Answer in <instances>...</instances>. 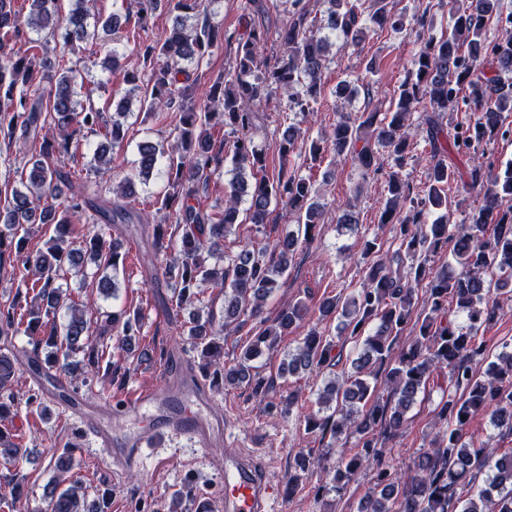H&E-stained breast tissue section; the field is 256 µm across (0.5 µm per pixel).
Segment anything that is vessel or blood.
<instances>
[{
    "label": "vessel or blood",
    "mask_w": 512,
    "mask_h": 512,
    "mask_svg": "<svg viewBox=\"0 0 512 512\" xmlns=\"http://www.w3.org/2000/svg\"><path fill=\"white\" fill-rule=\"evenodd\" d=\"M29 379L43 400L79 424L94 447L105 450L109 466L117 475L139 468L144 450L159 435L184 434L197 447L206 448L231 432L230 420L214 407L199 375L174 394L139 386L126 390L118 401L95 405L47 369L32 371ZM131 418L140 420V428L117 434L116 423ZM215 465L224 474V512H271L273 504L284 495L283 487L269 479L265 462L257 453L231 451Z\"/></svg>",
    "instance_id": "obj_1"
}]
</instances>
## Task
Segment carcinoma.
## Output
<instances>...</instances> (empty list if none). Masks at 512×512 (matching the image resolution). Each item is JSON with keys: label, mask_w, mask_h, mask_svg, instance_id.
Returning a JSON list of instances; mask_svg holds the SVG:
<instances>
[{"label": "carcinoma", "mask_w": 512, "mask_h": 512, "mask_svg": "<svg viewBox=\"0 0 512 512\" xmlns=\"http://www.w3.org/2000/svg\"><path fill=\"white\" fill-rule=\"evenodd\" d=\"M31 0L27 15L13 9V0H0V135L13 143L16 130L26 134L19 148L30 154L31 167L20 179L21 187L5 194L0 217L6 224H46L52 229L47 252L25 253V240L11 233L0 234V269L10 265L19 278L18 291L6 309L0 308V334L21 332L44 354L50 368L72 373V358L83 353L84 374L97 375L103 354L92 341L91 320L72 299L55 286L63 268L85 281L96 274L87 266L112 269L93 282L104 297L117 289L115 274L122 263V243L106 244L97 230L78 226L85 211L95 213L97 223L142 224L144 217L131 205L136 183L153 178L166 182L161 209L174 224L152 228L153 246L169 253L163 275L172 281L175 304L191 307L205 290L224 294L220 328L243 326L241 317L261 311L262 305L280 288V278L291 266L299 235L283 243L261 244L248 237L235 242L236 251L224 264H211L209 257L224 246V239L237 225L239 207L246 204L250 222L269 223L272 203L279 202L297 218L304 240L314 237L317 225L325 223L326 206L315 196L310 179L299 173L296 159H323L325 147L318 141L299 140L300 128L291 123L278 144L279 165L273 177L263 176L249 186L247 175L265 167V157L255 143L260 122L256 101L284 92L288 110L306 118L315 112L324 92L323 70L330 49L358 46L367 30L402 28V18L389 8L390 0H324L326 23H317L307 0H286L288 20L280 31L281 51L264 53L263 30L251 27L247 38L224 31L200 12L202 0H136L126 5L125 19L135 18L143 31L150 29L159 9L175 14L171 27L158 36L135 44L140 68L126 73L128 88L107 113L81 94L82 73L71 62L51 58L46 47L32 44L27 52L12 44L27 28L45 32L64 51L73 52L114 36L119 14L103 15L96 0ZM448 30L438 39L423 42L398 87L394 110L359 112L353 118L338 115L332 124L336 158L350 160L363 178L377 174L382 157L391 161L387 175V199L379 223L390 225L394 250H385L378 238L366 239L361 248L363 279L351 295L324 299L319 316L302 341L282 363L289 375L312 373L341 362L344 345L354 344L352 371L329 382L319 397L321 409L304 418L305 429L330 436L327 447L346 435L355 438L353 452H341L340 463L330 470L325 490L339 491L364 466L376 463L372 487L360 502L358 512H512V450L501 453L468 436L474 415L490 414V422L502 436L512 435V343L490 355L479 334L489 328L500 312L499 297L512 298V164L495 169L484 161L478 147L512 133L506 125L512 112V34L489 35L491 19L512 26L508 0H448ZM236 44L231 73L210 83L209 106L203 111L192 103V88L180 81L198 70L217 44ZM483 70V79L471 75ZM468 84L469 102L481 110L473 122H454L448 110L458 105L463 84ZM149 115L174 112L170 151L143 141L137 146L138 181L123 179L122 191L107 207L91 203L64 168L52 164L55 155L70 153L75 136L101 134L97 145L96 171L112 178L110 155L122 149L128 128L124 119L133 103ZM426 127L430 157L426 182L419 191L403 173L409 159L413 124ZM48 133L38 136L42 126ZM234 136V176L224 189V205L206 206L200 192L208 183L211 167L224 162V145L216 144L214 128ZM470 154L471 168L462 178L452 156ZM168 157L165 167L160 158ZM464 197L476 196L482 205L468 211L461 224L438 218L429 221V208L448 206V189ZM446 251L451 262L430 265L431 256ZM427 288V311L414 316V292ZM344 318L337 340L320 331L327 317ZM310 314L298 302L283 310L274 323L258 331L237 363L226 366L224 346L214 330V316L204 319L192 313L182 334L213 367L214 384L254 383L252 395L264 393L262 380L251 375V362L261 347L271 349L280 336ZM113 333L125 343L139 328L135 311L122 309L108 315ZM411 328L408 344L395 351L398 337ZM391 389V399L376 395L377 376ZM435 386L441 392L439 434L422 452L416 473L390 472L379 447V438L401 432L407 413L419 395ZM77 449L65 447L51 457L55 470L69 472ZM22 458L14 437L0 429V460L6 465ZM323 469L322 458L302 457L299 470L289 475L295 487L310 471ZM87 490L78 480L65 488L54 486L44 512H89ZM23 490L17 482L0 494V501L17 509Z\"/></svg>", "instance_id": "cac0c4a2"}]
</instances>
